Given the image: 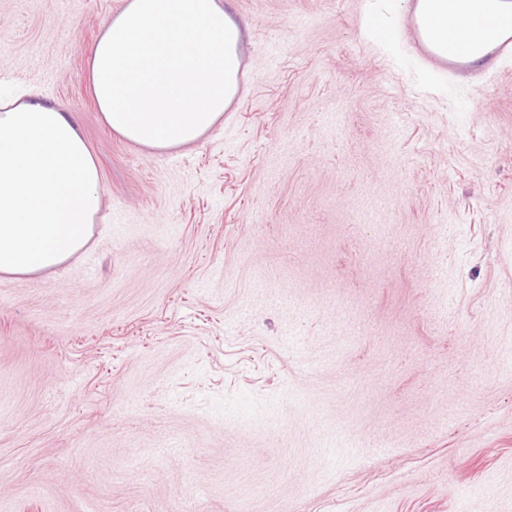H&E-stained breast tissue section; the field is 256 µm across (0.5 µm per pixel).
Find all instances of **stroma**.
Listing matches in <instances>:
<instances>
[{
	"label": "stroma",
	"mask_w": 512,
	"mask_h": 512,
	"mask_svg": "<svg viewBox=\"0 0 512 512\" xmlns=\"http://www.w3.org/2000/svg\"><path fill=\"white\" fill-rule=\"evenodd\" d=\"M412 2L223 0L238 95L159 151L89 82L125 0H0V91L104 190L84 251L0 274V512H512V59L449 79Z\"/></svg>",
	"instance_id": "35a3bbf8"
}]
</instances>
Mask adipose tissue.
Instances as JSON below:
<instances>
[{"label":"adipose tissue","mask_w":512,"mask_h":512,"mask_svg":"<svg viewBox=\"0 0 512 512\" xmlns=\"http://www.w3.org/2000/svg\"><path fill=\"white\" fill-rule=\"evenodd\" d=\"M495 0H417L435 37L462 38L479 64L495 31L465 40L467 20ZM244 31L219 0H127L90 53L108 128L155 149L196 142L238 91ZM98 163L71 113L29 91L0 106V273L53 269L77 255L102 205Z\"/></svg>","instance_id":"ef3b65f1"}]
</instances>
